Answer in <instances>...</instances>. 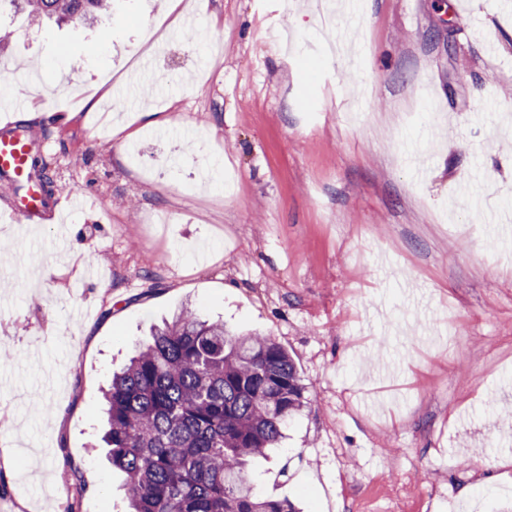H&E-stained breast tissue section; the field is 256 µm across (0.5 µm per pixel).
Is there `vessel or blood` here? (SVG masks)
Listing matches in <instances>:
<instances>
[{
    "instance_id": "obj_1",
    "label": "vessel or blood",
    "mask_w": 512,
    "mask_h": 512,
    "mask_svg": "<svg viewBox=\"0 0 512 512\" xmlns=\"http://www.w3.org/2000/svg\"><path fill=\"white\" fill-rule=\"evenodd\" d=\"M32 145L13 122H6L0 133V179L4 180L10 194L5 212L20 224H39L54 219L58 209L48 199L41 186L28 177Z\"/></svg>"
}]
</instances>
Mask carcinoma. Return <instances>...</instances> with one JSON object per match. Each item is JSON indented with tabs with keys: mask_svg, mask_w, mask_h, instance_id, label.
<instances>
[{
	"mask_svg": "<svg viewBox=\"0 0 512 512\" xmlns=\"http://www.w3.org/2000/svg\"><path fill=\"white\" fill-rule=\"evenodd\" d=\"M30 18L70 20L105 0H15ZM30 175L51 195L46 164ZM287 351L268 336L236 335L191 309L139 345L105 392L103 441L124 473L132 512H296L260 495L243 475L275 448L303 406Z\"/></svg>",
	"mask_w": 512,
	"mask_h": 512,
	"instance_id": "cac0c4a2",
	"label": "carcinoma"
}]
</instances>
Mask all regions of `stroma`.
<instances>
[{"label": "stroma", "mask_w": 512, "mask_h": 512, "mask_svg": "<svg viewBox=\"0 0 512 512\" xmlns=\"http://www.w3.org/2000/svg\"><path fill=\"white\" fill-rule=\"evenodd\" d=\"M190 2L193 41L117 87L143 27L182 9L112 0L60 26L0 0V92L32 102L11 118L55 194L87 196L58 226L0 221V512H128L103 392L187 303L272 337L305 385L247 466L263 496L506 512L512 8L344 0L325 27L318 0Z\"/></svg>", "instance_id": "35a3bbf8"}]
</instances>
